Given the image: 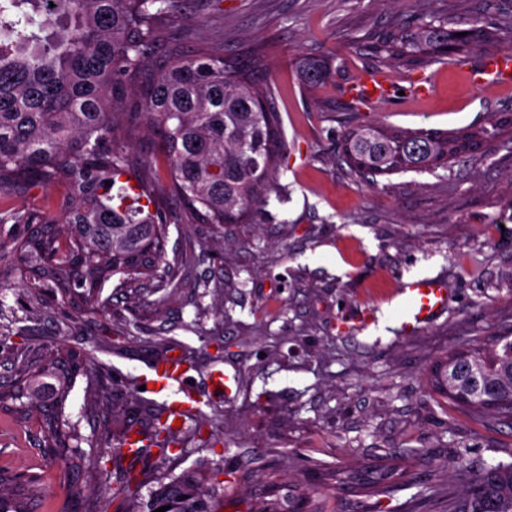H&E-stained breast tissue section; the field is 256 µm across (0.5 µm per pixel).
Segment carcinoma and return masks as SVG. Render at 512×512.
Listing matches in <instances>:
<instances>
[{
  "label": "carcinoma",
  "instance_id": "obj_1",
  "mask_svg": "<svg viewBox=\"0 0 512 512\" xmlns=\"http://www.w3.org/2000/svg\"><path fill=\"white\" fill-rule=\"evenodd\" d=\"M467 35L448 22L397 21L382 34L389 55L420 54L437 61L448 52L512 42V28L489 29L480 18L466 22ZM263 55L224 54L195 39L180 24L177 0H0V189L34 183L68 188L64 213L27 224L14 242L25 285L56 288L71 304L88 303L118 273L164 282L158 251L166 219L151 211L159 174L154 165L133 174L118 147L146 129L154 135L171 194L205 224L246 222L264 202L267 180L281 162L286 140L269 101ZM303 82L322 84L326 58L300 61ZM491 132L452 131L442 137L423 129L350 130L344 158L358 172L380 176L442 167L465 143ZM134 176L130 192L123 176ZM72 352L57 355L42 371L57 382L54 405L69 399L79 370ZM436 389L463 411L481 418L494 412L512 419V338L494 336L486 347L459 351L435 372ZM221 421L199 415L195 427H172L166 410H147L138 434L170 458L182 437L201 434ZM74 472L100 475L101 460H71ZM407 474L401 458L362 474H336V483L368 496L389 491ZM207 478L187 470L160 479L147 503L139 501L137 474L127 470L113 497L123 512H220L221 500ZM12 512H32L39 493L33 484L0 469V499ZM448 512H512V462L468 471L448 489Z\"/></svg>",
  "mask_w": 512,
  "mask_h": 512
}]
</instances>
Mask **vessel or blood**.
Instances as JSON below:
<instances>
[{"label":"vessel or blood","mask_w":512,"mask_h":512,"mask_svg":"<svg viewBox=\"0 0 512 512\" xmlns=\"http://www.w3.org/2000/svg\"><path fill=\"white\" fill-rule=\"evenodd\" d=\"M465 77L474 85L508 88L512 86V53L506 52L494 57L481 58L469 68ZM435 82L422 78L402 87L386 73H367L354 81L348 89L352 99L375 103L398 92L409 97L424 100L431 96ZM446 286L432 279H411L401 283L385 298L386 303L402 305L406 313L402 321L404 330L412 331L438 320L447 306ZM193 375L186 369L184 360L176 355L166 357L159 366H151L142 376V383L155 386V394L164 398L175 419H184L195 414L200 401L192 385Z\"/></svg>","instance_id":"1"}]
</instances>
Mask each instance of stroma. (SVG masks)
Returning <instances> with one entry per match:
<instances>
[{
  "instance_id": "1",
  "label": "stroma",
  "mask_w": 512,
  "mask_h": 512,
  "mask_svg": "<svg viewBox=\"0 0 512 512\" xmlns=\"http://www.w3.org/2000/svg\"><path fill=\"white\" fill-rule=\"evenodd\" d=\"M182 23L199 39L238 54L260 48L270 65L271 102L287 151L264 205L247 224H202L166 198L165 259L176 262L165 288L138 294L105 284L102 307L79 318L54 291H22L18 259L0 258V386L16 376L15 354L36 362L54 346L83 352L65 416L79 448L103 458L106 478L82 479L73 497L63 463L40 444L42 423L0 412V468L20 467L43 489L39 512H116L112 490L131 465L121 429L143 422L140 377L176 353L194 368L203 413L221 410L205 441L187 439L178 457L134 464L149 497L156 481L199 465L223 474L225 512H265L270 500L324 501L327 512H433L416 487L346 497L328 472L356 470L405 448L420 449L410 468L452 487L448 462L464 453L472 467L512 462V427L477 423L427 385L430 367L462 345L512 334V89L473 87L456 57L400 64L371 47L397 17L422 14L451 28L480 15L493 26L512 19V0H179ZM335 53L334 72L305 86L298 63ZM362 69H385L408 82L435 74L431 98L352 104L344 84ZM499 127L492 140L435 171H408L369 182L343 160V135L357 125L450 132ZM21 210L56 215L64 186L10 191ZM446 284L441 318L404 334L385 294L399 281ZM369 325H361V318ZM235 376L229 395L209 396L208 375ZM94 383L106 421L85 409Z\"/></svg>"
}]
</instances>
